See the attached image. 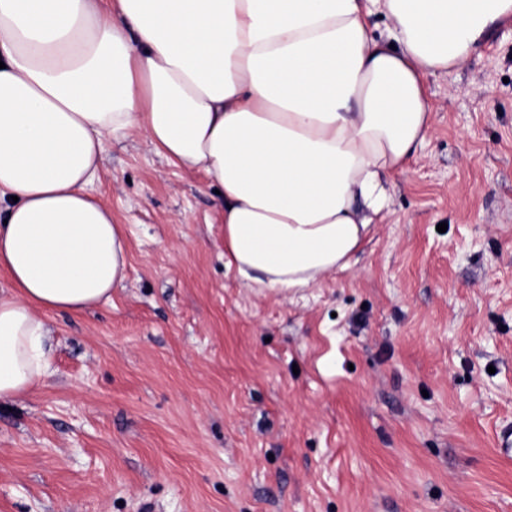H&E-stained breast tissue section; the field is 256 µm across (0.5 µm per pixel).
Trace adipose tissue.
<instances>
[{
    "label": "adipose tissue",
    "mask_w": 512,
    "mask_h": 512,
    "mask_svg": "<svg viewBox=\"0 0 512 512\" xmlns=\"http://www.w3.org/2000/svg\"><path fill=\"white\" fill-rule=\"evenodd\" d=\"M389 22L374 37L369 15ZM512 0H0V403L48 375V312L127 277L93 196L108 142L140 133L217 186L224 256L282 294L346 270L433 123L426 76Z\"/></svg>",
    "instance_id": "adipose-tissue-1"
}]
</instances>
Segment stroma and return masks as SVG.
<instances>
[{
    "label": "stroma",
    "mask_w": 512,
    "mask_h": 512,
    "mask_svg": "<svg viewBox=\"0 0 512 512\" xmlns=\"http://www.w3.org/2000/svg\"><path fill=\"white\" fill-rule=\"evenodd\" d=\"M424 84L387 213L300 296L241 286L203 175L107 143L129 275L47 314L50 374L0 405V512H512V17Z\"/></svg>",
    "instance_id": "stroma-1"
}]
</instances>
